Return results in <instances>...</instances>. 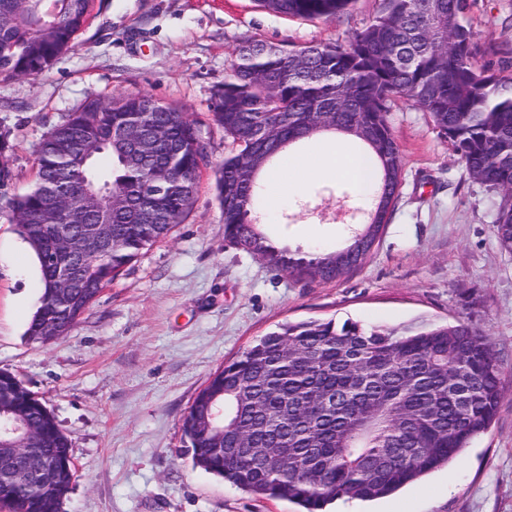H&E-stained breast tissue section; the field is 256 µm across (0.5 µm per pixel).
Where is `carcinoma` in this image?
Masks as SVG:
<instances>
[{
  "instance_id": "obj_1",
  "label": "carcinoma",
  "mask_w": 512,
  "mask_h": 512,
  "mask_svg": "<svg viewBox=\"0 0 512 512\" xmlns=\"http://www.w3.org/2000/svg\"><path fill=\"white\" fill-rule=\"evenodd\" d=\"M0 0V75L36 76L68 50L87 0ZM355 0H257L264 10L306 21L330 20ZM471 0H381L368 26L346 43L289 47L260 40L236 48L232 77L214 93L212 122L228 152L215 173L224 240L309 283H328L371 255L344 263L326 253L293 254L260 227V174L292 144L323 132L351 136L375 154L376 184L366 194L359 233L375 239L402 180L389 120L404 99L430 114L468 173L501 195L494 224L512 253V76L476 61L465 23ZM203 123L145 93L92 98L52 126L35 149L34 186L6 204L40 267L41 304L27 335H67L102 289L143 250L165 239L191 211L206 165ZM132 128L143 152L125 156L112 132ZM86 146L96 148L88 161ZM114 191L112 246L77 255L61 285L50 260L67 240L80 249L95 209L85 182ZM62 192L57 212L45 188ZM503 384L490 341L470 325L367 328L334 320L284 324L218 369L183 419L197 467L250 494L326 512L338 498L372 500L454 460L489 428ZM224 402L227 425L210 420ZM0 418L30 433L0 447V509L61 512L74 480L70 441L52 414L15 376L0 371Z\"/></svg>"
}]
</instances>
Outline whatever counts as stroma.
I'll return each mask as SVG.
<instances>
[{
  "instance_id": "35a3bbf8",
  "label": "stroma",
  "mask_w": 512,
  "mask_h": 512,
  "mask_svg": "<svg viewBox=\"0 0 512 512\" xmlns=\"http://www.w3.org/2000/svg\"><path fill=\"white\" fill-rule=\"evenodd\" d=\"M378 6L356 0L339 18L311 22L256 0H96L74 47L47 70L0 76L12 191L34 184L36 144L87 99L143 92L201 118L242 42H343ZM468 21L481 62L512 75V0H472ZM389 119L403 160L397 202L367 261L333 282H296L225 241L215 190L224 132L214 125L204 130L209 163L190 214L66 336H27L39 265L0 214V371L34 392L71 442L75 480L64 512H298L196 467L182 421L209 376L253 340L287 322L329 319L467 323L492 343L504 381L494 422L458 460L394 495L339 499L329 512H512V253L496 237V194L469 175L427 112L398 101ZM363 208L340 181L312 179L264 212L263 228L291 253L330 252L362 223Z\"/></svg>"
}]
</instances>
